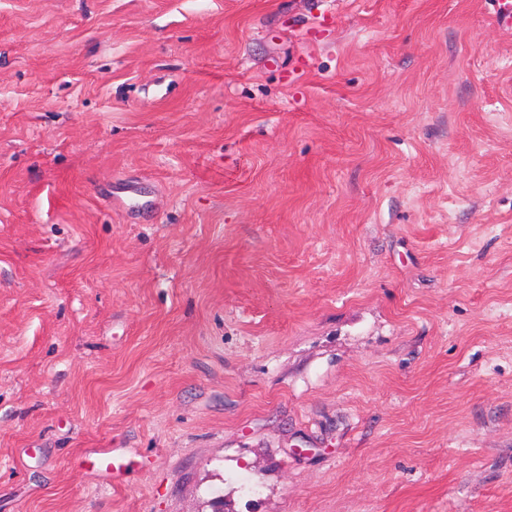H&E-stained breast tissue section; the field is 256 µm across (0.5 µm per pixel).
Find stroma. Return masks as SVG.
<instances>
[{"instance_id":"stroma-1","label":"stroma","mask_w":512,"mask_h":512,"mask_svg":"<svg viewBox=\"0 0 512 512\" xmlns=\"http://www.w3.org/2000/svg\"><path fill=\"white\" fill-rule=\"evenodd\" d=\"M215 498L512 512L493 0H0V512Z\"/></svg>"}]
</instances>
